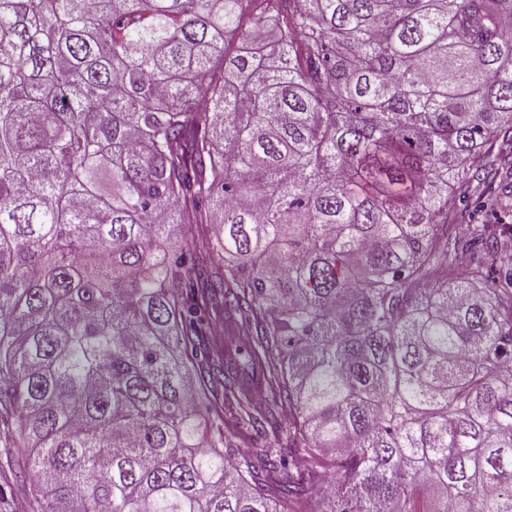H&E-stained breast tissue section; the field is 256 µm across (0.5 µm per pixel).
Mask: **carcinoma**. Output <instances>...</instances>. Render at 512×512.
<instances>
[{"label":"carcinoma","mask_w":512,"mask_h":512,"mask_svg":"<svg viewBox=\"0 0 512 512\" xmlns=\"http://www.w3.org/2000/svg\"><path fill=\"white\" fill-rule=\"evenodd\" d=\"M475 184L512 202V0H0V421L40 512H512ZM233 404L289 448L207 439Z\"/></svg>","instance_id":"obj_1"}]
</instances>
